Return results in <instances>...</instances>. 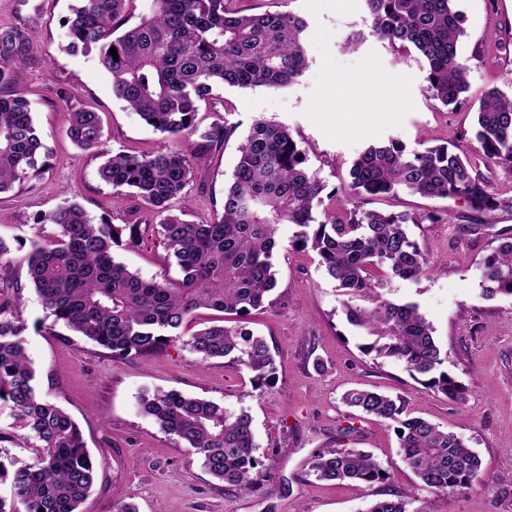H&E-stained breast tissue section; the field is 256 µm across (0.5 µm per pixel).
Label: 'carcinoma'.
I'll return each instance as SVG.
<instances>
[{"label":"carcinoma","instance_id":"obj_1","mask_svg":"<svg viewBox=\"0 0 512 512\" xmlns=\"http://www.w3.org/2000/svg\"><path fill=\"white\" fill-rule=\"evenodd\" d=\"M135 0H82L66 19L71 53L99 51L112 80V95L166 135L172 146L143 154L116 152L99 167L102 181L121 197L127 193L159 218L154 225L182 279H142L115 260L116 247L136 248L138 224L96 223L78 203H68L37 219L35 237L21 262L26 282L0 275V410L8 411L17 434L4 440L34 450L21 462L0 447V512H83L96 477L81 428L43 394L21 336L23 290L38 294L51 330L58 324L96 343L114 357L145 356L180 340L207 361L224 358L246 368L253 382H269L275 359L266 341L240 318L265 307L277 286L273 259L287 247L309 248L338 283L350 324L366 333L363 350L403 363L411 375L452 399L463 386L439 370L445 361L432 324L417 304L383 297L391 279L416 280L429 265L408 233V225L433 223L432 212L410 215L342 203L319 220L325 182L307 167L306 150L289 128L265 119L250 126L239 147L232 182L224 188L221 216L187 222L171 213V203L194 179L195 165L223 148L234 129L220 122L202 128L197 103L218 85L279 89L307 68L306 22L290 13L244 14L234 0H152L138 24L125 27ZM367 31L348 35V48L368 37L386 43L399 58L420 55L430 97L458 107L469 88L468 61L458 54L464 18L457 0H364ZM116 48L118 57L110 54ZM33 60L27 27L0 25V194L45 172L47 152L28 100L19 90ZM67 135L80 149L102 154L98 113L83 108L69 114ZM474 137L490 163L512 170V93L493 88L479 100ZM407 190L427 198H460L475 213L508 206L481 173L446 145L406 153L397 139L371 145L349 170L346 196H393ZM58 229L54 240L45 225ZM299 231L286 241L283 225ZM483 293L512 296V237L480 263ZM358 298L367 306L353 304ZM236 316L184 335L201 310ZM343 402L356 411L395 425L401 462L424 486L445 495L480 481L481 460L453 432L407 413L400 398L350 389ZM143 414L159 429L202 455L203 466L230 491H248L268 468L259 449L251 414L176 390L145 393ZM324 481L373 484L385 468L373 454L336 448L310 463ZM405 495L374 501L365 512H410Z\"/></svg>","mask_w":512,"mask_h":512}]
</instances>
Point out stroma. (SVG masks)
Returning <instances> with one entry per match:
<instances>
[{"label":"stroma","mask_w":512,"mask_h":512,"mask_svg":"<svg viewBox=\"0 0 512 512\" xmlns=\"http://www.w3.org/2000/svg\"><path fill=\"white\" fill-rule=\"evenodd\" d=\"M76 0H0V24L28 27L34 61L21 90L48 149V169L29 184L0 195V239L13 275L25 278L19 241L33 235L36 215L69 201L93 219L148 224L150 213L133 197L116 198L98 169L102 157L78 149L67 137L68 114L84 106L99 112L107 152L164 150L169 141L116 100L97 53L72 54L64 19ZM246 14L289 11L307 24L308 66L280 90L262 87L215 90L199 102L196 121L234 129L223 149L195 168V178L173 212L196 222L222 214L239 147L254 119L287 125L307 151V165L327 189L343 193L348 171L369 145L397 137L410 150L451 143L503 199L512 198V172L484 163L472 133V108L485 91L512 89V0H457L465 34L458 44L470 65L469 91L448 111L425 90L418 60H399L387 46L367 39L358 49L343 42L366 27L364 0H238ZM349 85L338 96L339 80ZM365 208L434 212L439 222L413 224L409 233L428 255L415 281L389 282L386 296L418 303L434 328L444 371L466 388L465 401L449 399L412 377L400 362L362 350L366 339L345 315L335 282L309 250L279 251L277 287L270 307L245 319L276 352V373L254 388L251 373L224 359L200 356L172 342L145 357H115L63 327H38L44 312L33 289L22 293L23 338L42 391L81 427L98 464L86 512H114L123 503L137 512H365L375 500L407 494L414 512H512V296H483L480 261L500 238L512 237V208L471 212L462 200L423 198L405 191L370 198ZM115 257L142 278L180 279L161 239L147 233L139 248ZM351 388L403 398L413 415L454 432L478 454L481 481L463 494L425 487L399 457L390 423L347 407ZM175 389L225 407H247L258 453L271 457L264 481L247 494L225 490L202 465V456L139 413L142 392ZM335 448L372 452L388 476L369 486L322 482L310 470L318 453Z\"/></svg>","instance_id":"stroma-1"}]
</instances>
